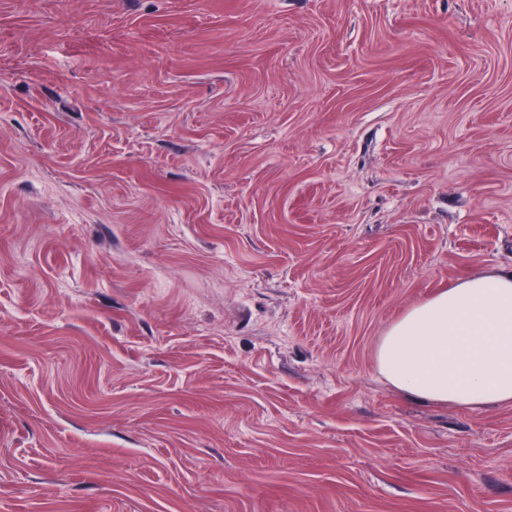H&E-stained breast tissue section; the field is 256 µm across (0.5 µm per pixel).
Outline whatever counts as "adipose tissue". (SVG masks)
<instances>
[{
	"mask_svg": "<svg viewBox=\"0 0 512 512\" xmlns=\"http://www.w3.org/2000/svg\"><path fill=\"white\" fill-rule=\"evenodd\" d=\"M376 367L409 396L512 406V270L459 280L408 308L381 337Z\"/></svg>",
	"mask_w": 512,
	"mask_h": 512,
	"instance_id": "ef3b65f1",
	"label": "adipose tissue"
}]
</instances>
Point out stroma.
Here are the masks:
<instances>
[{
	"mask_svg": "<svg viewBox=\"0 0 512 512\" xmlns=\"http://www.w3.org/2000/svg\"><path fill=\"white\" fill-rule=\"evenodd\" d=\"M511 268L512 0H0V512H512L375 362Z\"/></svg>",
	"mask_w": 512,
	"mask_h": 512,
	"instance_id": "stroma-1",
	"label": "stroma"
}]
</instances>
